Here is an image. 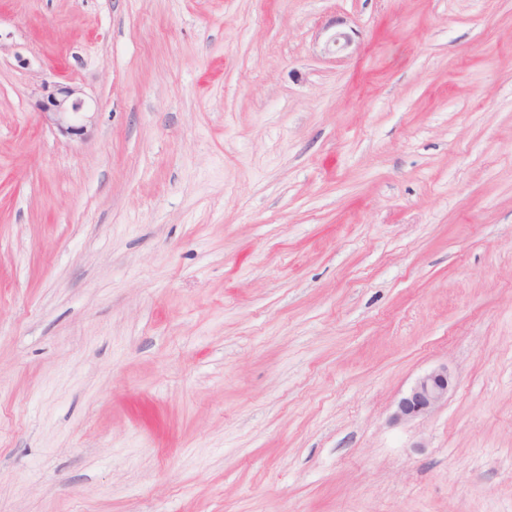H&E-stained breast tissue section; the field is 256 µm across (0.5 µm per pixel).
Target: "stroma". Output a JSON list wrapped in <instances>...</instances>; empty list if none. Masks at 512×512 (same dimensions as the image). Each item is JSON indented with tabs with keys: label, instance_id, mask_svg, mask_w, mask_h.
Instances as JSON below:
<instances>
[{
	"label": "stroma",
	"instance_id": "1",
	"mask_svg": "<svg viewBox=\"0 0 512 512\" xmlns=\"http://www.w3.org/2000/svg\"><path fill=\"white\" fill-rule=\"evenodd\" d=\"M0 512H512V0H0ZM52 88L37 103L44 120L63 134L81 135L84 126L75 124L79 116L86 111V102L80 96V90L72 85L60 83H54ZM452 377L447 365L438 366L420 376L397 404L396 420H414L433 411L448 399Z\"/></svg>",
	"mask_w": 512,
	"mask_h": 512
}]
</instances>
